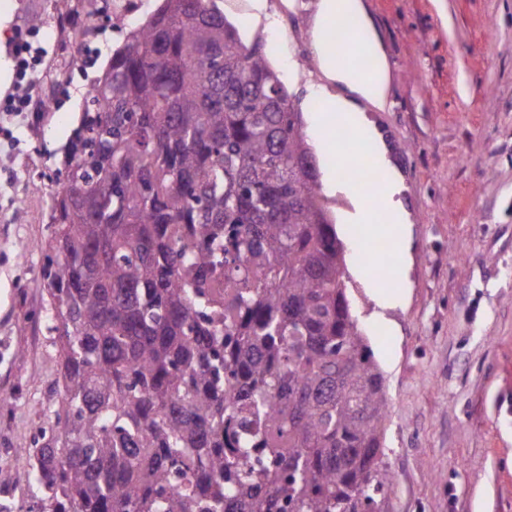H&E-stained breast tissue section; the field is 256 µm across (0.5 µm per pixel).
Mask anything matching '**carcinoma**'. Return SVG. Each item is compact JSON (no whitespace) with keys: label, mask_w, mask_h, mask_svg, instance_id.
<instances>
[{"label":"carcinoma","mask_w":512,"mask_h":512,"mask_svg":"<svg viewBox=\"0 0 512 512\" xmlns=\"http://www.w3.org/2000/svg\"><path fill=\"white\" fill-rule=\"evenodd\" d=\"M39 244L41 512H381L383 372L264 44L163 0L86 92Z\"/></svg>","instance_id":"cac0c4a2"}]
</instances>
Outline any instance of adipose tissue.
I'll return each mask as SVG.
<instances>
[{
	"label": "adipose tissue",
	"mask_w": 512,
	"mask_h": 512,
	"mask_svg": "<svg viewBox=\"0 0 512 512\" xmlns=\"http://www.w3.org/2000/svg\"><path fill=\"white\" fill-rule=\"evenodd\" d=\"M356 0H318L312 26V49L324 74L325 83L311 85L307 101L318 110L314 131L330 129L340 123L357 137H371V151L382 156L383 143L374 137L366 115L357 105L366 100L381 106L385 103L382 84L383 62L374 58L368 66H356L340 61L328 39V33L343 15L359 13ZM343 86V93L332 92L333 84ZM361 156L354 150L334 155L333 169L327 175L328 188H335L338 169H358ZM351 195L353 209L345 216L347 223L357 225L362 240L384 241L399 255L408 253L409 215L399 196L402 186L394 173L378 175L373 186L364 188L352 180L341 182Z\"/></svg>",
	"instance_id": "adipose-tissue-1"
}]
</instances>
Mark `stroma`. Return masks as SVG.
Wrapping results in <instances>:
<instances>
[{"mask_svg": "<svg viewBox=\"0 0 512 512\" xmlns=\"http://www.w3.org/2000/svg\"><path fill=\"white\" fill-rule=\"evenodd\" d=\"M86 0H0V99L14 81L11 45L46 47L35 82L49 112L0 110V493L38 501L16 480L15 451L59 398L57 352L41 285L49 179L79 125L91 83L160 0H101L73 49L53 25ZM316 0H219L244 40L261 37L295 104L321 81L311 47ZM386 56L385 106L361 107L404 186L405 267L344 224L343 193L324 204L344 241L349 299L386 376L383 462L395 481L384 512H512V0H361ZM25 207H18V199ZM376 258L402 291L379 311L360 269Z\"/></svg>", "mask_w": 512, "mask_h": 512, "instance_id": "35a3bbf8", "label": "stroma"}]
</instances>
